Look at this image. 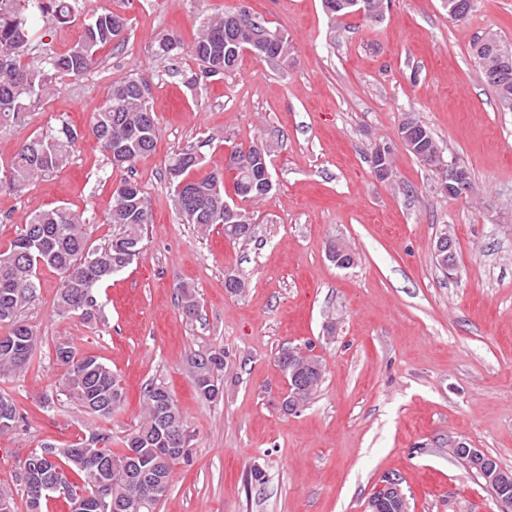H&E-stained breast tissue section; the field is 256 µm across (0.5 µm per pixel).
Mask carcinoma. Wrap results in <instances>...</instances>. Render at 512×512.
<instances>
[{"instance_id": "carcinoma-1", "label": "carcinoma", "mask_w": 512, "mask_h": 512, "mask_svg": "<svg viewBox=\"0 0 512 512\" xmlns=\"http://www.w3.org/2000/svg\"><path fill=\"white\" fill-rule=\"evenodd\" d=\"M448 15L464 23L473 11L474 0H447ZM79 0H0V122L15 119L27 109V102L50 95L53 79L59 75L80 77L98 63L101 48L120 39L128 29V19L105 10L85 25L82 38L63 54L46 53L33 64L41 43L32 26L35 13L49 17L57 25H66L75 17ZM327 14L336 17L357 12L347 0H323ZM262 28L251 16L241 21L224 12L207 18L199 26L192 44V55L203 65L206 78L231 71L247 45L253 30ZM481 36L471 44V53L483 82L494 92L500 110L512 112V68L501 74L496 56ZM182 41L178 35L165 34L151 45V53L160 60L178 55ZM140 79L129 77L112 83L105 103L94 113L91 133L116 168H129L151 154L157 142V119L149 106L150 92H141ZM78 132L63 123L54 133L34 135L19 147L12 166L11 179L0 181V189L25 188L33 180L63 169L69 162ZM440 148L431 131L412 154L430 164ZM269 159L270 147L262 142L248 148H233L225 159L224 170L198 176L202 156L194 149H183L168 162L167 172L178 218L200 232L216 224L232 237L246 240L251 217L224 192V171L234 173L233 187L243 199L261 201L266 192L265 169L259 157ZM231 210H226L225 205ZM108 223L112 236L104 244L91 240V225L83 213L65 205L43 210L31 217L10 246L0 251V377L21 372L39 341L32 326L20 319L19 312L35 296L37 270L55 269L61 275L56 297L60 316H77L87 323L103 318L98 288L131 265L140 253L143 231L151 223L144 192L131 180L122 179L112 193ZM178 308L183 317L195 320L200 304L194 288L178 286ZM58 363L63 366V391L87 412L110 417L120 410L125 395L120 381L100 357L79 352L68 340L55 344ZM278 365L286 376L294 377V386L310 398L323 378L322 368L302 364L283 352ZM189 372L199 397L214 401L223 393L224 349L211 347L191 355ZM13 401L0 394V433L12 430L17 422ZM186 424L176 401L162 381H152L144 390L141 421L123 438L124 449L112 450L107 436H94L91 445L80 453L76 443L66 447L45 444L23 462V480L29 512H42L41 496L34 502L33 480L53 477L64 495L76 505L94 493L100 482L99 461L108 464L105 501L123 503L128 512H155L161 499L149 485L134 483L126 472L128 455L136 451L144 464L161 471L171 482L174 468L188 459Z\"/></svg>"}]
</instances>
